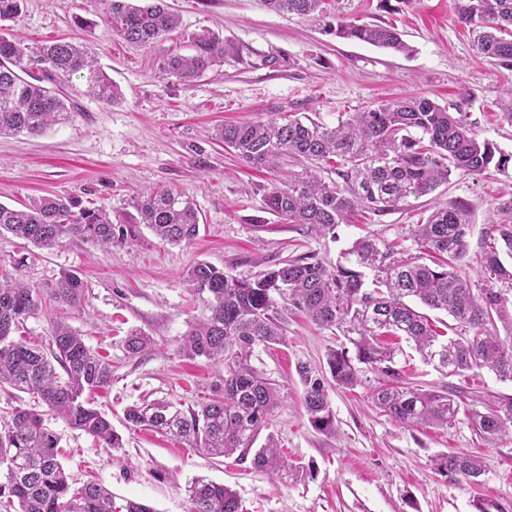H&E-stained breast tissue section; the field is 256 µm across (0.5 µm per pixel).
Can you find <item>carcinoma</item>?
<instances>
[{"instance_id": "cac0c4a2", "label": "carcinoma", "mask_w": 512, "mask_h": 512, "mask_svg": "<svg viewBox=\"0 0 512 512\" xmlns=\"http://www.w3.org/2000/svg\"><path fill=\"white\" fill-rule=\"evenodd\" d=\"M23 0H0V20L22 13ZM264 7L300 18H323L327 0H260ZM112 33L124 42L148 48L178 28V18L151 0H103ZM459 22L468 28L476 51L512 65V0H456ZM335 35L376 47L408 53L409 45L393 25L357 24L342 20ZM191 53L175 50L159 69L191 83L224 56L219 34L202 29L187 36ZM86 72V92L106 104L121 99L119 88L97 66L90 46L61 38L37 46L0 32V135L39 136L68 121L74 106L59 85ZM215 139L247 164L280 168L281 160H305L311 168L272 181L263 188L264 209L289 224H306L319 237H335L336 226L356 213L380 215L433 194L456 172L506 174L512 152L479 137L465 114L451 111L426 96L379 102L353 112L334 127L307 116L278 121L226 124ZM334 174L325 180L317 170ZM134 223L147 226L171 245L189 244L199 235V210L185 194L153 189L133 200ZM501 222L491 225L481 258L484 286L476 293L462 273L469 229V205L461 199L436 201L422 224L410 229L413 247L380 245L367 236L345 253V263L327 266L316 255L272 265L257 279L233 276L207 262L186 272L192 294L208 316L192 321L179 343L188 360L213 363L209 395L198 404L144 401L125 409L128 427L172 437L212 457L233 455L241 463L272 475L296 479L306 468L292 465L274 434L255 447L269 429L278 403L276 383L252 364L255 348L285 342L278 301L304 313L317 326L337 330L352 345L330 348L326 364L338 387L362 383L368 372L377 385L374 405L408 428L446 427L464 413L474 428L494 436L512 432V401L479 412L448 390L427 391L397 366L396 350L383 336L405 338L426 364L440 372L460 374L487 368L512 381V300L498 285H512V196L497 199ZM9 233L40 248L52 249L80 240L103 248L133 239L131 225L113 221L103 208L82 205L62 196L42 197L22 209L0 204V235ZM430 262H424V257ZM0 271V388L35 394L47 411L106 448L123 447L108 416L91 402L93 392L112 384V363L86 345L83 336L63 321L52 324L50 354L13 338L20 325L38 310L41 296L80 308L87 284L71 271L49 288H35L18 271ZM444 311L457 322L454 336L438 329L417 309ZM503 332H498L496 324ZM155 346L153 337L130 331L123 340L128 357ZM304 387L303 406L312 428L336 433L327 379L301 362L296 367ZM61 438L47 427L45 414L17 406L0 424V509L5 512H153L128 500L118 506L112 493L92 481L76 482L60 460ZM434 470L450 480L473 484L483 474L480 460L462 452L441 453ZM188 512H243L239 497L223 484L193 479L187 489Z\"/></svg>"}]
</instances>
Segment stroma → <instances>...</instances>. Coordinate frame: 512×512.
Masks as SVG:
<instances>
[{
    "label": "stroma",
    "mask_w": 512,
    "mask_h": 512,
    "mask_svg": "<svg viewBox=\"0 0 512 512\" xmlns=\"http://www.w3.org/2000/svg\"><path fill=\"white\" fill-rule=\"evenodd\" d=\"M179 19L177 33L145 49L113 35L101 18L99 0H25L13 34L30 43L76 37L89 45L99 66L122 94L108 105L84 93L83 75L63 90L73 98L71 122L39 136H0V203L19 208L43 196H75L84 203L132 215L136 193L153 188L194 198L200 233L173 246L136 225L122 247L75 242L52 249L5 236L0 265L23 259V278L43 288L61 271L88 285L83 308L43 299L20 334L47 346L51 325L65 321L88 346L112 363V384L94 396L123 446L103 447L89 435L51 420L61 438L62 462L78 481L96 480L115 502L135 500L155 512H186L187 487L196 477L234 490L243 512H476L490 499L512 512V434H480L465 416L445 427L407 428L377 409L369 384L330 386L337 433L326 436L309 424L303 408L298 362L323 369L328 348L340 336L283 310L285 343L256 347L254 365L274 380L280 400L269 430L289 461L309 466L298 480L252 470L230 458H212L142 428H125L123 411L142 399L193 406L207 396L210 362L179 353L189 323L203 314L184 275L205 261L243 277L266 271L277 260L316 255L336 264L352 243L373 235L385 243L410 245L409 227L430 213L428 198L380 216L352 217L335 237H315L263 208V188L274 175L243 162L211 140L227 122L308 115L336 125L348 112L376 102L424 95L465 112L481 138L512 152V69L479 55L459 23L455 0H335L344 20L395 25L410 54L337 38L326 21L275 13L260 0H166ZM204 28L224 40V57L192 83L159 69L171 50L187 52L184 34ZM512 192V173L453 174L445 199L470 206L464 269L476 275L492 224L497 197ZM133 328L156 341L148 353L130 358L119 341ZM401 345L398 362L424 389H459L485 411L512 398V382L487 369L443 375L424 364L413 345ZM479 456L484 473L472 485L444 478L431 466L443 452Z\"/></svg>",
    "instance_id": "35a3bbf8"
}]
</instances>
